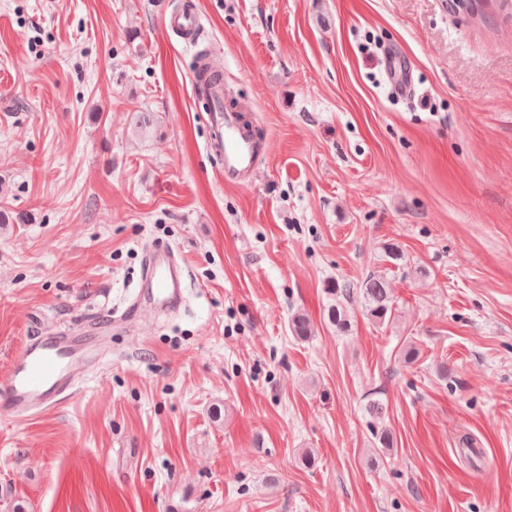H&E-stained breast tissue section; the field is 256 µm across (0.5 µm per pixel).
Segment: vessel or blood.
Returning <instances> with one entry per match:
<instances>
[{"label": "vessel or blood", "instance_id": "obj_1", "mask_svg": "<svg viewBox=\"0 0 512 512\" xmlns=\"http://www.w3.org/2000/svg\"><path fill=\"white\" fill-rule=\"evenodd\" d=\"M201 18L191 0L172 9L166 19L170 34L182 42L198 40ZM195 91L210 90L216 99L209 105L214 132L213 147L224 166L225 182L251 183L263 145L238 113L225 110L222 85L198 81ZM183 267L174 252L152 248L142 271L141 288L152 304L176 306L182 295ZM88 349L79 336L57 332L33 336L11 359L4 380L0 381V410L19 413L33 407L50 408L64 399L76 383V368Z\"/></svg>", "mask_w": 512, "mask_h": 512}]
</instances>
